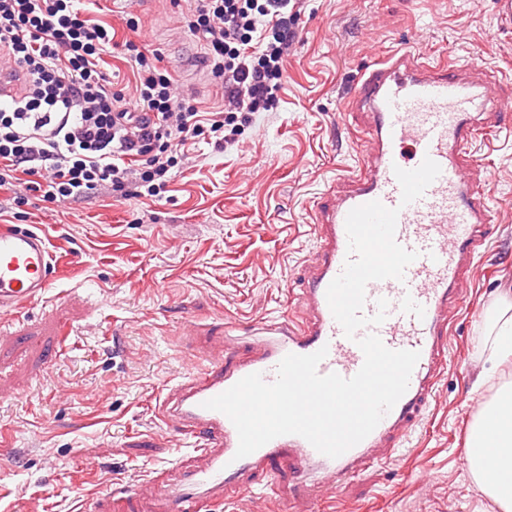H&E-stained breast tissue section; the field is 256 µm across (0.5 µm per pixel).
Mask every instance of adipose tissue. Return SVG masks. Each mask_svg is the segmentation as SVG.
<instances>
[{
    "mask_svg": "<svg viewBox=\"0 0 512 512\" xmlns=\"http://www.w3.org/2000/svg\"><path fill=\"white\" fill-rule=\"evenodd\" d=\"M479 383L496 379L512 360V296L502 295L484 320ZM465 459L481 492L499 512H512V380L500 383L467 430Z\"/></svg>",
    "mask_w": 512,
    "mask_h": 512,
    "instance_id": "ef3b65f1",
    "label": "adipose tissue"
}]
</instances>
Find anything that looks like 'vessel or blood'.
Masks as SVG:
<instances>
[{
    "instance_id": "1",
    "label": "vessel or blood",
    "mask_w": 512,
    "mask_h": 512,
    "mask_svg": "<svg viewBox=\"0 0 512 512\" xmlns=\"http://www.w3.org/2000/svg\"><path fill=\"white\" fill-rule=\"evenodd\" d=\"M466 74V67L427 60L408 48L365 70L357 96L344 106L361 118L359 161L336 176L332 199L314 207L315 257L307 267V286L295 299L303 315L225 323L223 355L207 357L203 368L157 397L161 420L176 436L190 439L193 459L155 469L137 488L96 499L93 512L118 506L124 512H213L245 494L275 492L287 477L318 497L404 448L448 364L451 317L463 300V279L485 241L484 227L494 221L484 183L474 176L478 164L470 146L495 127L503 81L487 72L475 83ZM22 84L20 70L0 57V100L19 96ZM427 157L440 166V175L420 198L402 204L395 168L415 169ZM375 200L398 209L395 239L417 258L403 279L367 285L364 315L373 316L383 298L387 317L358 334L374 333L389 349L418 352L406 393L363 441L339 457L318 452L301 436L283 435L236 458L234 425L225 414L206 409L205 401L252 373L274 382L289 353L324 347L328 353L319 374L350 378L360 370L363 352L334 319L326 291L348 256V213ZM52 274L45 236L18 224L0 225V318L43 297Z\"/></svg>"
}]
</instances>
